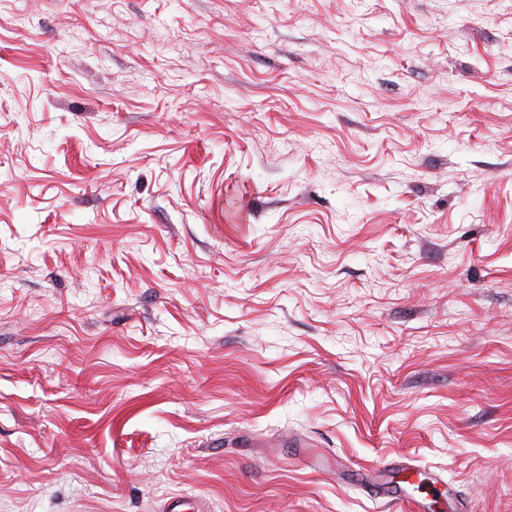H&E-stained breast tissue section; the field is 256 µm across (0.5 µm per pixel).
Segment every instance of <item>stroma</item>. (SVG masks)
<instances>
[{
    "label": "stroma",
    "instance_id": "obj_1",
    "mask_svg": "<svg viewBox=\"0 0 512 512\" xmlns=\"http://www.w3.org/2000/svg\"><path fill=\"white\" fill-rule=\"evenodd\" d=\"M512 512V0H0V512Z\"/></svg>",
    "mask_w": 512,
    "mask_h": 512
}]
</instances>
